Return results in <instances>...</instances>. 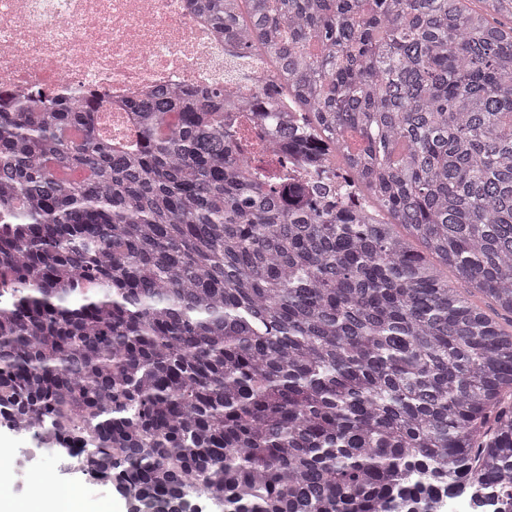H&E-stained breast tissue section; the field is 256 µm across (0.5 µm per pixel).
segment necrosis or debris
Returning a JSON list of instances; mask_svg holds the SVG:
<instances>
[{
	"instance_id": "necrosis-or-debris-1",
	"label": "necrosis or debris",
	"mask_w": 512,
	"mask_h": 512,
	"mask_svg": "<svg viewBox=\"0 0 512 512\" xmlns=\"http://www.w3.org/2000/svg\"><path fill=\"white\" fill-rule=\"evenodd\" d=\"M270 68L236 57L192 0H0V98L35 85L112 100V126L131 130L129 100L160 88L257 86Z\"/></svg>"
}]
</instances>
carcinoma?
I'll use <instances>...</instances> for the list:
<instances>
[{
  "label": "carcinoma",
  "mask_w": 512,
  "mask_h": 512,
  "mask_svg": "<svg viewBox=\"0 0 512 512\" xmlns=\"http://www.w3.org/2000/svg\"><path fill=\"white\" fill-rule=\"evenodd\" d=\"M197 2L249 101L0 104V424L134 512H512V0Z\"/></svg>",
  "instance_id": "carcinoma-1"
}]
</instances>
